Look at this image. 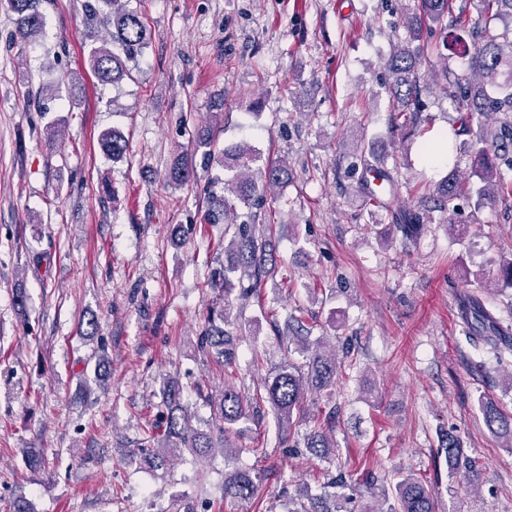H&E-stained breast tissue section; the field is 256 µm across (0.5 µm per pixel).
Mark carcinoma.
I'll return each mask as SVG.
<instances>
[{"instance_id":"cac0c4a2","label":"carcinoma","mask_w":512,"mask_h":512,"mask_svg":"<svg viewBox=\"0 0 512 512\" xmlns=\"http://www.w3.org/2000/svg\"><path fill=\"white\" fill-rule=\"evenodd\" d=\"M18 16L15 38L23 44H34L43 33L45 17L41 10L42 0H0ZM121 0H84L85 23L94 28H106L108 38L91 36L87 44V61L96 78L103 84L115 85L131 75L130 63L141 56L148 44L147 24L139 13L124 9ZM475 10L478 20L472 26V41L454 39L443 47H451L452 54L461 59L466 74L448 78V69L442 70L445 83H438L437 76L427 79L420 67L429 53V47L418 44L423 28L436 25L448 30L447 20L454 26L470 19L469 10ZM409 38L390 57L387 66L393 84L389 91L398 109L393 114L394 127H403L408 113L418 111L419 98L437 84L440 93L460 112L457 134L469 137L467 147L472 176L478 179L475 190V207L482 208L496 201L500 181V165L512 168V0H462L454 9L453 0H416V7L404 14ZM500 21L506 31L496 32L490 22ZM107 157L118 160L128 150V140L119 131H107L101 138ZM373 150L360 140L354 151V167H362L360 186L363 193L382 207L384 195L395 198L399 192L398 179L391 171L370 160ZM260 157L248 145H238L224 150L220 163L232 177L224 180L222 209H209L204 216L206 224L224 225V253L228 264L212 275L215 285L228 295L236 287L244 300L257 296L261 278L275 267L276 256L269 250L264 227L250 221L239 220L237 207L259 209L267 200L273 187L287 183L292 172L285 162L258 166ZM466 192L454 176L442 180L432 196L419 201L414 210H406L395 216L396 226L405 235L417 236L426 222L432 221L430 210L448 214V231L462 237L465 228L455 223V200ZM230 305L210 309L207 322L197 338V350L203 356L229 368L225 372L227 382L217 394H207L204 400L211 407L213 418L220 421L219 438L191 428L192 414L181 403L180 390L170 379L163 381L162 413L165 427L156 438L157 452L152 463L158 467L166 464L169 453L178 448H193L200 453L210 448L224 449V456H238L242 448L227 447L226 436L235 426L254 418V403L268 402L274 409L283 432L292 428L294 421H306L311 429L303 437L304 448L315 458H326L335 453L332 438L333 419L307 411L308 391H321L336 384V379L355 368L357 360L352 355L337 357L336 350L316 349L299 364L291 357V342L296 341L301 352L309 347L306 327L302 319L293 318L288 324V345L283 357L262 379L256 394L248 396L234 386L232 361L234 349L231 333L225 329ZM459 318L465 335L475 346H483L493 354L497 364L512 362V309L507 315L481 298L467 295L460 302ZM479 412L488 430L512 449V412L499 407L494 399L478 401ZM442 450L448 465V474L459 478L470 489L481 485L479 464L463 453L458 437L448 432L442 440ZM264 474L254 469L239 470L224 480V499L258 497ZM351 489L361 496L375 497V504L366 506L365 512H438L433 489L414 474H402L396 482L376 487L373 467L364 468L361 481Z\"/></svg>"}]
</instances>
